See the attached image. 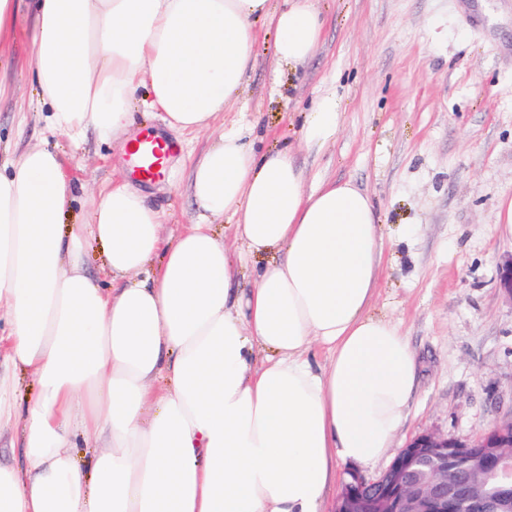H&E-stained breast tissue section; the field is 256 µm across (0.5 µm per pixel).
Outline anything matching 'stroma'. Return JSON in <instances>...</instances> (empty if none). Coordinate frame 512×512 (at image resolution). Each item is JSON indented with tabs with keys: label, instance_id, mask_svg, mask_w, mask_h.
Instances as JSON below:
<instances>
[{
	"label": "stroma",
	"instance_id": "obj_1",
	"mask_svg": "<svg viewBox=\"0 0 512 512\" xmlns=\"http://www.w3.org/2000/svg\"><path fill=\"white\" fill-rule=\"evenodd\" d=\"M325 26L316 55L297 70L275 68L269 20L256 22L255 61L224 114L256 152L291 149L307 188L349 180L375 203L384 241L376 313L398 322L415 353L418 385L388 456L436 432L461 440L512 417V300L498 266L512 238L494 229L512 198V0H314ZM31 0H23L10 47L0 52V166L27 148L59 152L74 183L63 218L84 224L92 194L117 179L138 182L176 234L196 215L188 189L193 159L217 131L181 134L164 178L137 181L129 143L165 133L162 113L138 112L126 137L81 142L50 131V110L27 67ZM341 102L336 134L321 152L301 142L317 99Z\"/></svg>",
	"mask_w": 512,
	"mask_h": 512
}]
</instances>
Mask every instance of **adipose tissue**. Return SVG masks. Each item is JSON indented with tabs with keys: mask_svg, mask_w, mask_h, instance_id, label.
<instances>
[{
	"mask_svg": "<svg viewBox=\"0 0 512 512\" xmlns=\"http://www.w3.org/2000/svg\"><path fill=\"white\" fill-rule=\"evenodd\" d=\"M261 15L275 65L318 49L312 0H36L30 66L52 127L117 137L144 84L171 130L211 129L253 63ZM338 119L326 94L305 146L322 149ZM304 182L289 153L224 131L191 171L198 221L167 237L123 181L88 223L64 225L73 189L48 149L0 173V358L38 386L20 404L0 372V426L23 455L0 463V512H325L341 464L387 452L418 369L400 326L371 312L379 216L352 181ZM227 214L245 252L212 230ZM88 236L108 286L84 265ZM246 254L265 263L244 290ZM80 441L94 449L83 465Z\"/></svg>",
	"mask_w": 512,
	"mask_h": 512,
	"instance_id": "obj_1",
	"label": "adipose tissue"
}]
</instances>
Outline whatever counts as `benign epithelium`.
I'll use <instances>...</instances> for the list:
<instances>
[{
	"label": "benign epithelium",
	"mask_w": 512,
	"mask_h": 512,
	"mask_svg": "<svg viewBox=\"0 0 512 512\" xmlns=\"http://www.w3.org/2000/svg\"><path fill=\"white\" fill-rule=\"evenodd\" d=\"M498 287L512 301V256ZM453 467H448V461ZM512 507V418L478 438L420 433L375 477L348 473L335 512H504Z\"/></svg>",
	"instance_id": "1"
}]
</instances>
